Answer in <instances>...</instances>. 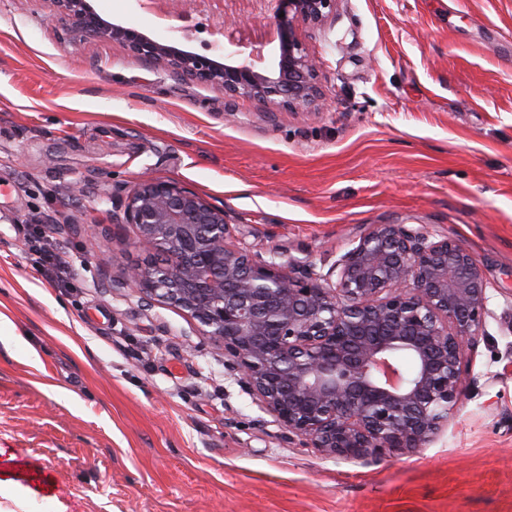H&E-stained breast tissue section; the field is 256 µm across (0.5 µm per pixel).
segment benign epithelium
<instances>
[{
    "label": "benign epithelium",
    "instance_id": "obj_1",
    "mask_svg": "<svg viewBox=\"0 0 512 512\" xmlns=\"http://www.w3.org/2000/svg\"><path fill=\"white\" fill-rule=\"evenodd\" d=\"M339 0H262L280 34L260 70L225 26L217 53L185 51L101 17L90 0H49L47 18L74 42L118 43L174 76L248 98L258 107L313 112L317 66L303 36L336 15ZM112 221L136 245L166 256L131 268L142 302L174 305L224 347V365L280 427L328 458L381 459L427 447L465 393L464 351L484 335L489 286L457 240L407 224L364 233L326 273L260 258L229 242L224 209L175 181L147 176L115 201ZM412 360L403 374L398 357Z\"/></svg>",
    "mask_w": 512,
    "mask_h": 512
}]
</instances>
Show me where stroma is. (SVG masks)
Returning <instances> with one entry per match:
<instances>
[{"instance_id":"1","label":"stroma","mask_w":512,"mask_h":512,"mask_svg":"<svg viewBox=\"0 0 512 512\" xmlns=\"http://www.w3.org/2000/svg\"><path fill=\"white\" fill-rule=\"evenodd\" d=\"M48 0H0V512H512V0H339L306 39L317 112L264 110L116 43L70 44ZM161 42L138 0H92ZM240 36L278 48L252 0ZM222 207L234 242L327 271L379 224L460 241L490 288L448 429L353 462L289 442L183 310L120 287L148 256L112 221L143 175ZM55 222L49 284L25 229Z\"/></svg>"}]
</instances>
